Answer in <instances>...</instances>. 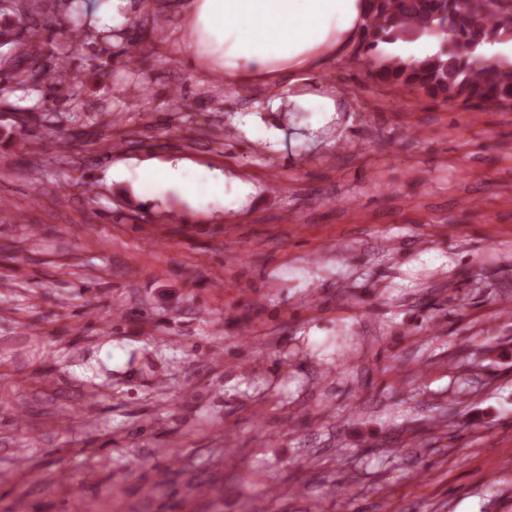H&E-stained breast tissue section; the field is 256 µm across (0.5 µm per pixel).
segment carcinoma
<instances>
[{"instance_id": "1", "label": "carcinoma", "mask_w": 512, "mask_h": 512, "mask_svg": "<svg viewBox=\"0 0 512 512\" xmlns=\"http://www.w3.org/2000/svg\"><path fill=\"white\" fill-rule=\"evenodd\" d=\"M368 5L357 51L372 58L373 76L379 82L452 105L512 108V61L486 55L488 47L512 40V5L505 0H368ZM50 9L36 0H13L8 6L30 29ZM83 12L84 0H72L68 26L56 47L64 60L83 56ZM426 37L439 39V48L430 55L404 58L389 52L399 43ZM11 46L26 52L31 62L4 73L6 82L22 88L48 79L39 64L41 49L20 37ZM75 81V72L58 67L50 83L54 94H46L41 102L44 110H49L48 101L69 96Z\"/></svg>"}]
</instances>
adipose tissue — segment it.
<instances>
[{
	"mask_svg": "<svg viewBox=\"0 0 512 512\" xmlns=\"http://www.w3.org/2000/svg\"><path fill=\"white\" fill-rule=\"evenodd\" d=\"M366 6V0H186L183 47L194 67L223 76L227 84L276 85L272 110L304 107L327 119L340 109L335 94L298 85L296 77L348 51L365 22ZM137 185L148 197L176 187L190 200L203 189L220 193L224 180L213 174L198 180L178 164L141 169Z\"/></svg>",
	"mask_w": 512,
	"mask_h": 512,
	"instance_id": "obj_1",
	"label": "adipose tissue"
}]
</instances>
